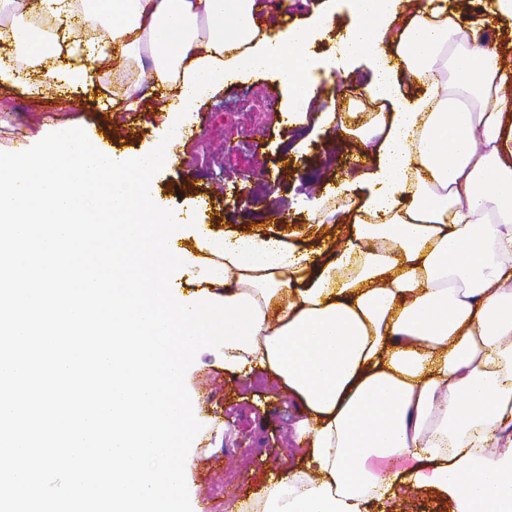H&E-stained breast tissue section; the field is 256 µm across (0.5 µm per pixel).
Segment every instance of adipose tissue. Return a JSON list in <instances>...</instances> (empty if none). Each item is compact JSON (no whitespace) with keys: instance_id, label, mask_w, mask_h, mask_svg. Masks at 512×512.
<instances>
[{"instance_id":"obj_1","label":"adipose tissue","mask_w":512,"mask_h":512,"mask_svg":"<svg viewBox=\"0 0 512 512\" xmlns=\"http://www.w3.org/2000/svg\"><path fill=\"white\" fill-rule=\"evenodd\" d=\"M289 4L0 0V42L50 80L61 32H101L90 56L107 66L116 50L137 69L127 110L156 92L173 107L194 61L277 40L260 14ZM485 27L440 0L396 5L381 57L422 111L390 211L348 200L352 223L310 248L237 231L196 242L227 267L225 297L263 311L257 351L226 349L225 369L277 379L305 414L302 462L273 472L263 512H362L408 485L455 512H512V63ZM404 458L413 467L377 475Z\"/></svg>"}]
</instances>
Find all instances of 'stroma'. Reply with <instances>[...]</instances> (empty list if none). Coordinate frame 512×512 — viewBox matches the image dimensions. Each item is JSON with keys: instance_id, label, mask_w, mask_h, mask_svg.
I'll return each instance as SVG.
<instances>
[{"instance_id": "obj_1", "label": "stroma", "mask_w": 512, "mask_h": 512, "mask_svg": "<svg viewBox=\"0 0 512 512\" xmlns=\"http://www.w3.org/2000/svg\"><path fill=\"white\" fill-rule=\"evenodd\" d=\"M373 75L368 61L352 66L350 90L339 101L341 111L360 102V122L385 111L380 101L358 95ZM121 74L108 71L72 95L77 108L58 110L53 90L31 94L0 79V152L25 151L51 133L54 126L100 127L111 135L114 154H135L147 149L162 129L164 116L157 99L139 109L138 139L122 134L118 117ZM284 96L277 80L257 74L218 92L202 108L204 122L188 120L182 130L187 142L179 166L162 168L153 178L152 199L180 216L197 196L216 195L219 187L233 186L237 197L217 198L207 212L197 214L195 226L185 228L187 240L198 230L213 235L224 230L259 232L285 237L308 247L320 232L311 226L315 204L332 211L335 222L344 221L342 207L350 196L365 188L347 182L346 161L362 152L356 141L338 145L335 129L311 119L283 122ZM283 213L287 221L272 224L268 215ZM185 385L201 425L199 439L185 464L191 499L200 512H251L262 500V490L272 470L273 457L297 461V405L277 381L246 378L224 369V353L205 348L198 352L185 376ZM448 495L434 489H400L392 499H370L362 512H452Z\"/></svg>"}]
</instances>
